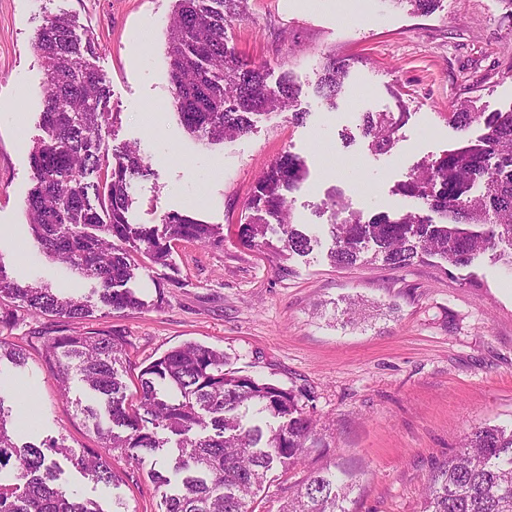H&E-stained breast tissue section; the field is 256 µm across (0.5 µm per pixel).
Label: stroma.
<instances>
[{
	"mask_svg": "<svg viewBox=\"0 0 512 512\" xmlns=\"http://www.w3.org/2000/svg\"><path fill=\"white\" fill-rule=\"evenodd\" d=\"M176 0H0V254L11 275L64 292L90 295L92 280L51 263L30 243L25 199L32 186L29 149L41 136L46 71L32 46L43 15L67 13L94 36L91 66L110 79L114 126L108 149L137 147L151 176L133 186V224H159L179 211L224 234L220 246L177 244L168 266L144 264L131 288L144 308L95 313L86 326L114 329L130 344L124 364L129 394L141 370L168 350L197 343L224 351L227 369L305 392L323 430L292 476L330 465L352 474L348 512H421L427 479L471 428H512V264L486 256L448 276L437 259L405 268L331 263L324 203L339 189L347 212L370 218L414 207L394 194L417 162L476 139L448 114L464 100L483 112L512 108V0H442L414 16L388 0H366L359 15H338L337 0H247L228 29V45L272 77L292 72L302 89L290 113L256 117L252 132L203 145L171 109L166 28ZM351 67L336 108L314 92L327 54ZM366 112L402 113L391 154L370 151ZM298 155L306 178L289 196L294 223L316 233L305 256L280 262L245 244L239 226L258 176L283 152ZM164 290L162 308L152 305ZM374 302L357 325L316 317L318 302L344 309ZM61 319L25 315L0 332L25 347L17 367L0 363V396L14 408L21 440L65 438L75 450L96 447L76 402L93 403L83 383L68 396L46 366L32 332ZM105 485L65 469L62 486L110 512H159L147 465L118 459Z\"/></svg>",
	"mask_w": 512,
	"mask_h": 512,
	"instance_id": "35a3bbf8",
	"label": "stroma"
}]
</instances>
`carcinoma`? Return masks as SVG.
<instances>
[{
    "label": "carcinoma",
    "instance_id": "cac0c4a2",
    "mask_svg": "<svg viewBox=\"0 0 512 512\" xmlns=\"http://www.w3.org/2000/svg\"><path fill=\"white\" fill-rule=\"evenodd\" d=\"M246 0H177L166 30L172 106L182 127L209 144L248 134L253 116L297 111L301 88L289 73L277 90L267 82L269 68L240 59L228 46L227 30L242 17ZM414 14L433 13L441 0H390ZM32 46L42 59L47 81L40 127L44 136L29 152L33 185L25 208L32 243L48 260L65 263L94 280L95 300L48 285L20 282L0 256V330L20 319L4 300L19 301L33 315L66 320L39 337L46 365L68 397L72 377L104 399V409L77 403L92 421L98 447L80 453L59 438L19 443L11 409L0 397V468L14 479L0 481V512H107L92 500H79L59 483L57 457L83 476L110 483V460L119 455L143 463L164 506L162 512H255L256 496L268 472L298 466L317 436L305 394L224 369V351L185 343L147 365L138 378V397L129 402L123 381L126 340L111 330L87 331L77 324L99 310L120 312L144 306L127 287L136 277L140 255L157 265L168 262L172 243L224 242L217 227L180 212H168L162 228L132 224L131 187L151 175L137 148L107 155L101 130L114 123L106 76L87 58L95 39L79 33L76 20L49 15L36 29ZM348 76L346 59L329 55L320 66L315 93L336 108ZM483 121L475 141L422 161L396 192L422 202L427 212H379L364 221H341L342 197L328 195L330 252L339 267L380 261L406 267L438 257L445 272L471 266L502 246L512 251V109L477 112L463 103L448 113L462 133ZM400 119L388 112H365L362 132L376 154L395 148ZM296 155L278 156L254 187L247 203L250 220L241 236L280 256L307 254L312 237L296 228L288 194L304 181ZM277 236L272 243L270 236ZM22 366L24 350L0 339V361ZM351 485L327 468L309 472L283 488L278 512H349L343 506ZM422 512H512V429L479 426L428 479Z\"/></svg>",
    "mask_w": 512,
    "mask_h": 512
}]
</instances>
